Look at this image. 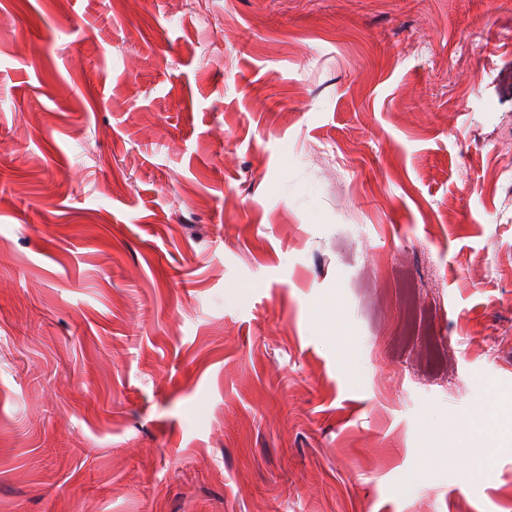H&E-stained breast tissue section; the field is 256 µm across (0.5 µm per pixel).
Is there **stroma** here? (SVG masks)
<instances>
[{"instance_id": "35a3bbf8", "label": "stroma", "mask_w": 512, "mask_h": 512, "mask_svg": "<svg viewBox=\"0 0 512 512\" xmlns=\"http://www.w3.org/2000/svg\"><path fill=\"white\" fill-rule=\"evenodd\" d=\"M0 512H512V0H0Z\"/></svg>"}]
</instances>
